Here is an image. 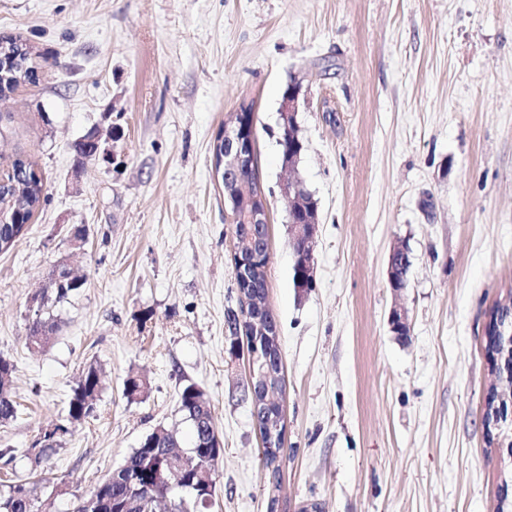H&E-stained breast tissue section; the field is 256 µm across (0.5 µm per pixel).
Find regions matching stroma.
<instances>
[{"label":"stroma","mask_w":512,"mask_h":512,"mask_svg":"<svg viewBox=\"0 0 512 512\" xmlns=\"http://www.w3.org/2000/svg\"><path fill=\"white\" fill-rule=\"evenodd\" d=\"M3 35L33 44L44 76L0 104V162L30 157L47 200L0 253V356L18 404L0 425L13 457L0 490L33 483L47 512H66L155 428L189 444L179 392L194 382L223 443L202 512H496L512 419L483 425L496 382L485 325L512 305V0H0ZM292 81L304 148L289 170L277 140ZM243 102L284 372L276 476L243 393L247 350L229 351L233 234L211 159ZM113 126V163L75 172L73 143ZM291 179L318 203L307 293L293 282ZM402 244L396 294L387 261ZM63 257L87 282L50 307L59 331L34 353L31 300ZM398 303L405 339L388 323ZM92 361L94 414L36 462ZM132 375L149 384L133 399ZM397 262H400V265L403 269L406 270L408 274L409 266H410V257L408 249L401 245L395 247L390 255L388 260V269L387 276L390 288L394 291V293L399 294L405 287L407 283V274L406 281L401 279L397 274Z\"/></svg>","instance_id":"1"}]
</instances>
